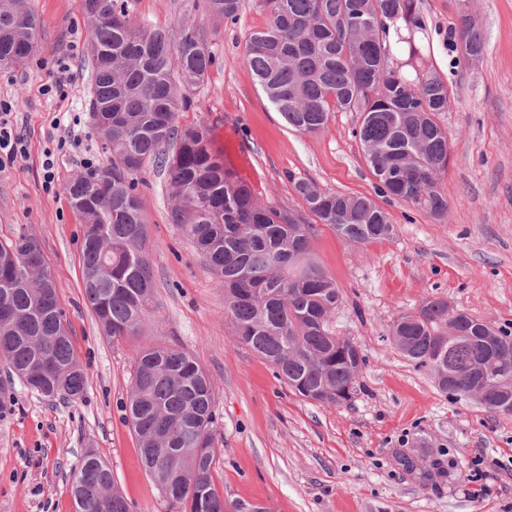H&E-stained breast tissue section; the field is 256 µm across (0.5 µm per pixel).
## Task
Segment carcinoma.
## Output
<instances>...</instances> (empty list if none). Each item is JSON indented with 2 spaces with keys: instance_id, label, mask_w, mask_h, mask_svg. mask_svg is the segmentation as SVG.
<instances>
[{
  "instance_id": "obj_1",
  "label": "carcinoma",
  "mask_w": 512,
  "mask_h": 512,
  "mask_svg": "<svg viewBox=\"0 0 512 512\" xmlns=\"http://www.w3.org/2000/svg\"><path fill=\"white\" fill-rule=\"evenodd\" d=\"M266 26L247 40L244 63L273 108L293 130L312 134L331 113L358 112L354 131L381 187L435 219L448 211L438 188L450 161L448 84L420 69L415 32L423 29L416 0H262ZM242 0H206L208 14L235 20ZM90 30L93 91L109 164L73 178L65 192L82 220L83 291L101 334L119 343L136 336L157 307L146 249L141 173L160 163L171 199L170 221L224 283V309L235 340L268 362L276 378L320 406H340L354 393L365 363L361 349L336 336L331 318L341 288L310 258L313 225L262 202L226 168L204 126L176 125L215 64L206 30L180 22L171 42L138 26L126 0H82ZM38 15L27 0H0V60L19 64L37 46ZM448 40L479 57L475 23L459 18ZM405 58L392 65V43ZM294 191L309 213L349 243L382 241L394 233L388 216L365 196L330 191L298 179ZM38 242L24 232L0 241V363L8 383L45 398L80 399L86 375L74 354L69 323ZM395 347L438 387L453 395L476 381L478 364L512 335L448 302L429 301L390 327ZM453 383H448V379ZM508 379L485 408L512 400ZM126 419L141 463L171 512H270L228 500L214 481L219 448L209 376L184 347L133 351ZM75 512H134L108 464L86 448L70 486Z\"/></svg>"
}]
</instances>
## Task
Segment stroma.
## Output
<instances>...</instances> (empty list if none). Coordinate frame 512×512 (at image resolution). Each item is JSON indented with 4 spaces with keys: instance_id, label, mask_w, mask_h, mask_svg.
<instances>
[{
    "instance_id": "stroma-1",
    "label": "stroma",
    "mask_w": 512,
    "mask_h": 512,
    "mask_svg": "<svg viewBox=\"0 0 512 512\" xmlns=\"http://www.w3.org/2000/svg\"><path fill=\"white\" fill-rule=\"evenodd\" d=\"M42 22L28 62L0 67V113H10L26 154L0 167V239L35 237L59 284L83 398L47 399L14 385L0 410V512H74L73 469L93 444L136 512H169L138 455L124 418L132 352L176 344L209 375L219 414L214 478L225 497L271 512H512V415L442 392L431 373L389 338L400 316L435 299L512 333V0H418V40L432 75L448 84L440 123L451 161L439 182L444 220L381 193L353 131L356 112H333L327 126L295 132L243 63L248 34L265 27L259 0H243L236 21L216 22L204 0H128L133 20L178 37V21L209 31L217 63L178 126L205 125L230 164L247 156L264 202L307 209L292 181L370 197L395 227L386 240L342 241L315 227L310 253L343 291L332 326L360 347L365 363L349 404L320 406L282 385L271 366L233 337L224 288L169 218L166 174L147 163L141 201L158 311L143 333L114 343L102 336L82 289L81 221L64 188L88 167L108 164L88 100L89 30L81 0H28ZM481 30L479 61L448 42L460 11ZM68 62L64 93L45 92L48 74ZM75 134L78 146H59ZM57 151L53 182L42 162ZM444 463L435 470L433 461Z\"/></svg>"
}]
</instances>
